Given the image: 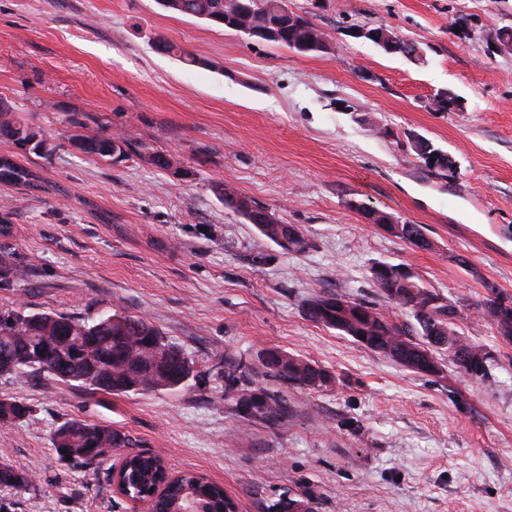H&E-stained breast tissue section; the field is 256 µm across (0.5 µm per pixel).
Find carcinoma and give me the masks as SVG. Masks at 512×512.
<instances>
[{
	"label": "carcinoma",
	"mask_w": 512,
	"mask_h": 512,
	"mask_svg": "<svg viewBox=\"0 0 512 512\" xmlns=\"http://www.w3.org/2000/svg\"><path fill=\"white\" fill-rule=\"evenodd\" d=\"M277 0H241V6L230 17V23L245 27L252 24L274 29L279 34L276 44L292 48L313 39L316 26L308 19L293 14L282 16ZM167 10L183 15H205L215 18L214 25H224V0H169ZM167 53L190 67L207 66L209 62L174 43H167ZM0 137L15 145L29 146V152L48 158L54 152L50 138L38 127L12 116L10 106L0 101ZM90 146L83 153L101 158L121 160L128 154L132 140L126 135H112L101 130L85 137ZM0 184L39 189L38 176L8 155L0 156ZM224 207L239 212L235 202L250 199L231 186L217 187ZM258 232L267 240L289 252H300L307 246L301 229L295 224H258ZM23 280V270L13 253L0 251V278ZM381 296L410 312L412 323H397L375 305L345 293H318L306 299L307 317L327 328L350 336L360 345L382 354L410 370L414 359L425 347L448 350V360L457 368V354L480 349L470 339L448 328L454 325L458 310L445 300L427 305L428 290L419 279L407 285L373 281ZM508 299L498 288L486 289L477 304V312L500 332H512V317L503 321L498 316L497 300ZM113 323L101 315L78 318L54 311L28 312L24 307L0 312V353L8 351L18 363L11 371L0 369V376L44 374L47 377L89 392L124 395L138 391H172L192 375L184 353L143 316L115 312ZM52 354L54 370L43 367L40 356ZM264 367L284 386L319 390L335 382V378L319 365L287 354L270 351ZM491 359L477 360L464 372L479 381L492 377ZM251 368L242 358L224 359L225 393L245 390L250 384ZM237 411L246 420L259 419L277 424L288 417V407L281 394L262 391L236 401ZM30 408L14 397L0 402V426H14L28 417ZM51 446L60 460L76 469H96L112 456V451L127 448L123 459L125 489L129 500L152 499L155 512H183L193 507L198 512H225L227 494L224 487L194 472L167 478L161 459L147 452H136L138 444L132 436L109 425H91L70 419L53 432ZM37 488L34 476L8 462L0 461V492L26 493ZM275 512H312L302 499L290 498L272 505Z\"/></svg>",
	"instance_id": "cac0c4a2"
}]
</instances>
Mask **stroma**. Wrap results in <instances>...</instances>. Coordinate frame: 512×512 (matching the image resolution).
<instances>
[{
	"label": "stroma",
	"mask_w": 512,
	"mask_h": 512,
	"mask_svg": "<svg viewBox=\"0 0 512 512\" xmlns=\"http://www.w3.org/2000/svg\"><path fill=\"white\" fill-rule=\"evenodd\" d=\"M331 41L303 55L162 9L156 0H0V101L40 127L50 158L0 139V154L42 188L0 186L13 207L0 246L27 272L0 282V312L18 307L150 320L190 359L175 391L88 393L46 376H0V396L30 407L0 427V461L32 473L16 512H129L106 468L82 472L55 454L63 422L109 424L161 454L172 473L222 484L238 512L303 495L312 512H512V342L478 317L484 282L512 297V0H286ZM386 26L420 60L387 53L357 29ZM206 59L189 67L156 40ZM454 96L437 112L431 98ZM129 134L112 162L70 145ZM426 138L455 162L441 177L418 158ZM171 154L176 166L149 157ZM228 184L307 241L288 252L225 209ZM420 225L423 250L366 223L360 209ZM465 264H458V257ZM399 264L454 302L458 332L489 351L491 383L413 372L309 320L305 299L345 292L399 322L371 280ZM279 350L320 365L323 390L281 387L263 366ZM252 386L281 391L288 417L247 422L224 390L225 357Z\"/></svg>",
	"instance_id": "35a3bbf8"
}]
</instances>
